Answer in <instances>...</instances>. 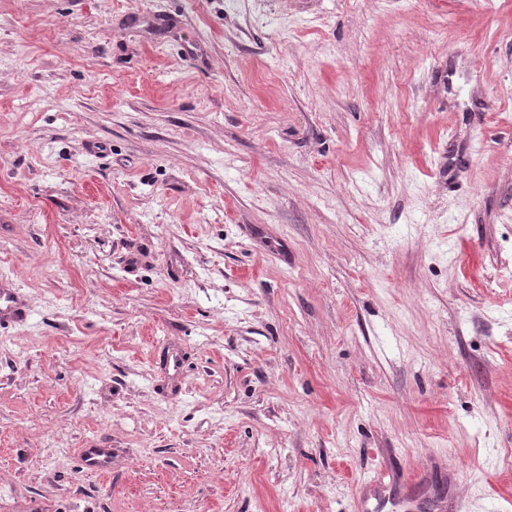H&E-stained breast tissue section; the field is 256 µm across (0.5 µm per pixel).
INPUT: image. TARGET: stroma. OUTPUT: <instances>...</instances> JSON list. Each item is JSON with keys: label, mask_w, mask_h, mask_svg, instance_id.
Here are the masks:
<instances>
[{"label": "stroma", "mask_w": 512, "mask_h": 512, "mask_svg": "<svg viewBox=\"0 0 512 512\" xmlns=\"http://www.w3.org/2000/svg\"><path fill=\"white\" fill-rule=\"evenodd\" d=\"M0 277V512H512V0H0ZM24 316V303L17 293L2 280L0 285V327L8 322L20 321ZM82 461L89 470L106 472L112 462V451L108 448H84L81 451Z\"/></svg>", "instance_id": "stroma-1"}]
</instances>
